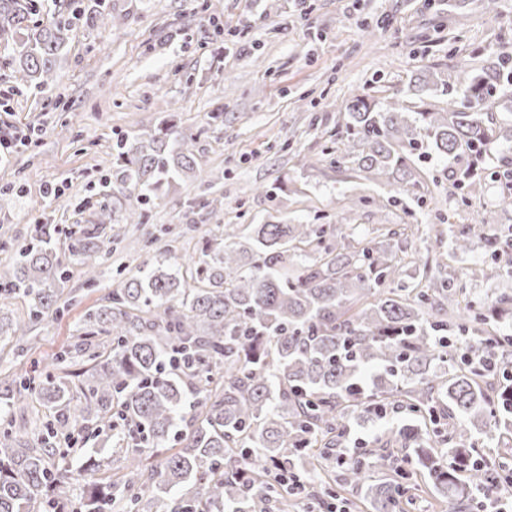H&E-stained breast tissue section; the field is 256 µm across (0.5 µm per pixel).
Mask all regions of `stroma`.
<instances>
[{
    "mask_svg": "<svg viewBox=\"0 0 512 512\" xmlns=\"http://www.w3.org/2000/svg\"><path fill=\"white\" fill-rule=\"evenodd\" d=\"M203 1L109 0L110 20L75 31L50 94L27 90L0 106V130L33 135L0 157V186L13 188L0 203V265L13 263L35 225L61 226L56 249L67 258L62 297L70 302L64 315L34 328L26 355L1 340L0 372L25 371L73 349L79 321L110 288L146 269L167 243L193 254L227 224L410 225L400 254L408 288L420 284L424 260L447 253L449 228L473 226L492 210L494 231L512 233V204L503 203L497 177L512 142L487 150L468 195L456 187L453 161L437 156L415 159L417 183L401 195L343 157L353 94L383 102L404 89L409 70L428 68L450 82L457 58L487 65L512 45V0H498L490 14L482 0H207V9ZM218 26L237 31L235 43L215 35ZM164 117L192 134L205 177L148 200L123 198V208L144 219L127 225L123 242L99 261L98 284L88 285L69 250L113 204L104 182L115 143L154 130ZM53 184L61 198L47 195ZM442 275L470 300L512 293V278L496 275L479 239L470 253L449 259ZM49 415L34 398L14 405L25 447H40ZM416 422L404 407L374 422L351 418L341 443L373 448L386 428Z\"/></svg>",
    "mask_w": 512,
    "mask_h": 512,
    "instance_id": "35a3bbf8",
    "label": "stroma"
}]
</instances>
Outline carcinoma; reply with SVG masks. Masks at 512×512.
Masks as SVG:
<instances>
[{
  "label": "carcinoma",
  "instance_id": "obj_1",
  "mask_svg": "<svg viewBox=\"0 0 512 512\" xmlns=\"http://www.w3.org/2000/svg\"><path fill=\"white\" fill-rule=\"evenodd\" d=\"M108 15L106 0H71L65 15L44 0H0V68L23 90L50 91L70 35ZM457 68L451 85L429 69L408 78L414 96L438 88L448 95L442 112L411 116L397 99L366 95L347 102L349 149L367 177L404 192L416 184L411 152L467 157L457 177L463 189L491 143L512 141V126L501 129L494 111L500 96L512 94L508 62L500 57L476 70L461 59ZM191 140L168 118L151 133L121 139L110 194L156 196L196 173ZM141 223L136 210L119 219L104 209L83 230L71 249L83 257L86 283L97 282V255L112 253L123 225ZM106 225L108 235L100 231ZM247 229V248L236 247L238 228L226 224L185 261L184 274L159 266L110 290L79 328L88 344H103L78 391L54 375L72 362L68 351L42 377L0 378V422L33 396L55 411L44 425L48 448H20L17 431L0 428V512H54L75 485L74 512H288L289 501L312 505L335 498L338 487L370 512H403L405 480L416 472L448 499V512H461L477 493L512 492L506 458L486 464L475 446L456 443L464 423L512 437V384L493 388L479 364L481 354L512 346V336L448 335L477 331L482 313L470 303L448 314L457 294L448 279L432 288L399 285L393 230L354 246L329 224ZM34 232L36 243L0 267V298L28 303L26 320L6 332L0 326L22 351L33 328L60 313L58 290L67 282V266L51 247L58 225L37 224ZM483 239L497 274L512 275V237ZM471 246L470 230L450 231L453 253ZM396 404L434 427L387 429L378 448L337 447L347 414L373 419ZM77 435L124 447L127 472L108 484L84 481L99 465L94 445L81 449L76 470L58 469L56 456ZM166 447L173 453L145 476L142 456ZM377 467L380 480L372 475ZM322 471L339 475L337 486L308 482Z\"/></svg>",
  "mask_w": 512,
  "mask_h": 512
}]
</instances>
